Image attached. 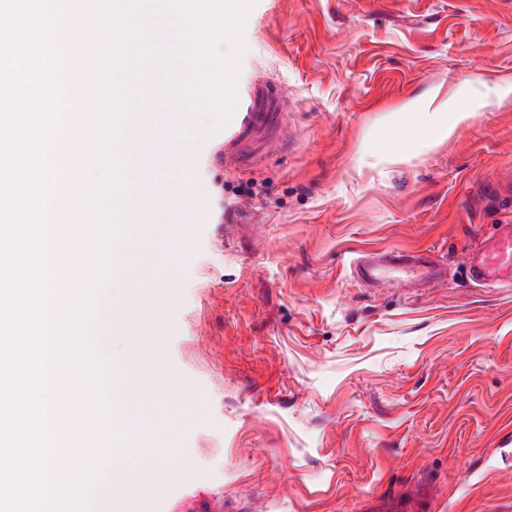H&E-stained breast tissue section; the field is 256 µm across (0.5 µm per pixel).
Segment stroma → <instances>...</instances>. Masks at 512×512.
<instances>
[{
  "label": "stroma",
  "instance_id": "stroma-1",
  "mask_svg": "<svg viewBox=\"0 0 512 512\" xmlns=\"http://www.w3.org/2000/svg\"><path fill=\"white\" fill-rule=\"evenodd\" d=\"M259 71L291 102L288 148L193 167L209 211L170 233L196 248L141 291L191 415L153 427L170 491L99 512H380L414 485L440 512H512V288L465 273L512 221V0H257L236 79ZM386 248L445 283L352 277Z\"/></svg>",
  "mask_w": 512,
  "mask_h": 512
}]
</instances>
